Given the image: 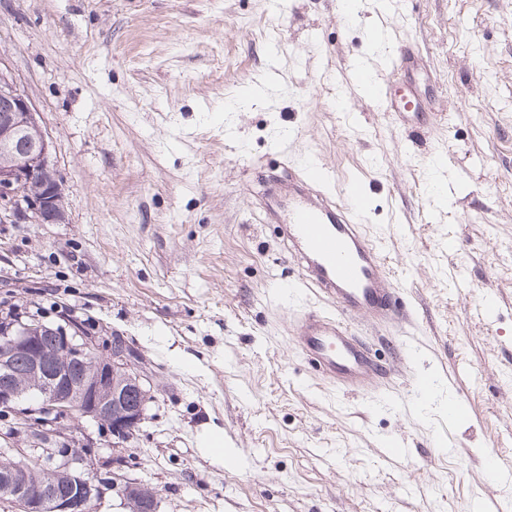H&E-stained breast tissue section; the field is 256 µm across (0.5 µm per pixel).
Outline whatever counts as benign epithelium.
Here are the masks:
<instances>
[{
    "label": "benign epithelium",
    "instance_id": "7a95c632",
    "mask_svg": "<svg viewBox=\"0 0 512 512\" xmlns=\"http://www.w3.org/2000/svg\"><path fill=\"white\" fill-rule=\"evenodd\" d=\"M51 142L28 94L0 56V223L54 224L63 218L62 181ZM124 336L101 347L74 326L37 319L0 323V452L22 463L0 469V503L12 512H92L110 493L117 512H160L158 494L135 479L101 482L100 440L75 430L95 421L121 446L148 419L146 374ZM28 437L20 447L16 439Z\"/></svg>",
    "mask_w": 512,
    "mask_h": 512
}]
</instances>
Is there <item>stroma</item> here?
Instances as JSON below:
<instances>
[{
	"label": "stroma",
	"mask_w": 512,
	"mask_h": 512,
	"mask_svg": "<svg viewBox=\"0 0 512 512\" xmlns=\"http://www.w3.org/2000/svg\"><path fill=\"white\" fill-rule=\"evenodd\" d=\"M400 46L422 129L377 120L350 69L384 74ZM0 55L65 193L60 223L0 224V301L135 344L153 400L127 476L161 512L512 507L479 466L512 455V0H360L349 26L336 0H0ZM301 155L333 190L362 186L416 317L350 318L387 361L370 394L317 379L288 342L322 303L257 196ZM418 375L433 393L407 413ZM451 398L471 421L449 420ZM207 429L232 463L201 454Z\"/></svg>",
	"instance_id": "stroma-1"
}]
</instances>
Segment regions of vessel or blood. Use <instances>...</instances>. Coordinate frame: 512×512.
<instances>
[{
    "label": "vessel or blood",
    "instance_id": "b4317fda",
    "mask_svg": "<svg viewBox=\"0 0 512 512\" xmlns=\"http://www.w3.org/2000/svg\"><path fill=\"white\" fill-rule=\"evenodd\" d=\"M412 63L411 55L401 49L390 58L386 79L357 69L379 116L422 114L420 100L410 93H397L393 81ZM330 179L325 163L305 159L289 166L284 191L263 193L260 206L266 220L278 225L289 257L302 265L306 287L330 305L323 313H300L289 338L291 348L339 391L364 394L381 383L385 373L347 320L358 315L378 327L394 326L404 321L405 304L387 270L381 238L367 234L362 222V189L352 184L336 194L328 188ZM482 468L491 480L512 481L511 456L490 453L483 458Z\"/></svg>",
    "mask_w": 512,
    "mask_h": 512
}]
</instances>
